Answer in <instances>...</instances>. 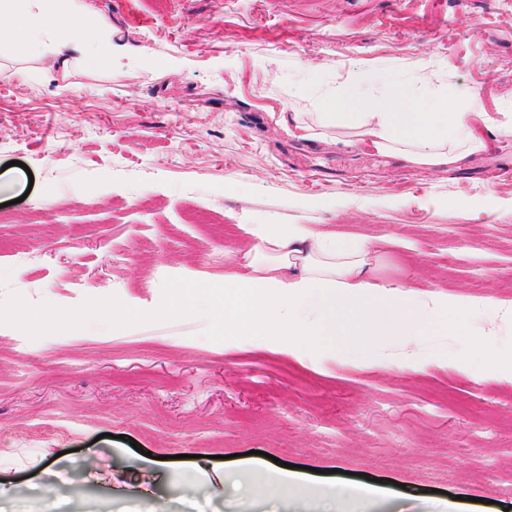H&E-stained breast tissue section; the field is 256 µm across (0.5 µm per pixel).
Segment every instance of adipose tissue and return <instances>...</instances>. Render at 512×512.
<instances>
[{
  "instance_id": "obj_1",
  "label": "adipose tissue",
  "mask_w": 512,
  "mask_h": 512,
  "mask_svg": "<svg viewBox=\"0 0 512 512\" xmlns=\"http://www.w3.org/2000/svg\"><path fill=\"white\" fill-rule=\"evenodd\" d=\"M0 44L24 42L51 60L68 64L88 35L79 0H0ZM322 111L291 116L305 136L326 140L325 126L350 131L354 142L392 153L410 164L438 168L463 163L484 147L478 125L495 124L512 135V114L491 121L478 97L458 109L438 98L423 112L407 95L390 99L383 111L365 91L347 99L328 97ZM249 247L236 270L224 274V333L251 335L261 327L278 351L289 354L341 353L343 344L362 346L375 336H422L432 328L451 336L467 333V304L441 291L420 297L403 285L383 286L370 279L372 248L348 242L308 224H247ZM279 500L288 512H371L378 492L360 484L317 489L296 471L258 463L226 478Z\"/></svg>"
}]
</instances>
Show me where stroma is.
I'll use <instances>...</instances> for the list:
<instances>
[{
    "instance_id": "1",
    "label": "stroma",
    "mask_w": 512,
    "mask_h": 512,
    "mask_svg": "<svg viewBox=\"0 0 512 512\" xmlns=\"http://www.w3.org/2000/svg\"><path fill=\"white\" fill-rule=\"evenodd\" d=\"M112 58L52 72L0 45V512H241L240 454L367 473L473 512L512 505V377L465 336L336 357L224 344V273L246 224L375 248L373 282L472 301L512 345V137L428 171L281 124L368 88L512 113V0H80ZM191 289L196 309L166 307ZM134 312L115 324L93 305ZM28 323L11 321L17 302ZM85 323L46 334L42 313Z\"/></svg>"
}]
</instances>
